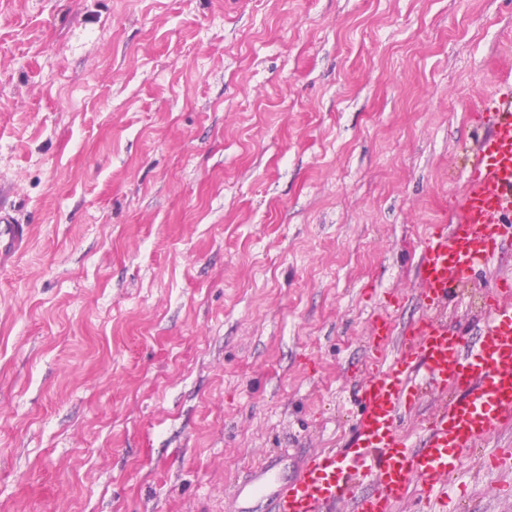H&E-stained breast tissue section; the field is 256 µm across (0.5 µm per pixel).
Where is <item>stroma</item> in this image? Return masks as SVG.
Here are the masks:
<instances>
[{
  "label": "stroma",
  "instance_id": "1",
  "mask_svg": "<svg viewBox=\"0 0 512 512\" xmlns=\"http://www.w3.org/2000/svg\"><path fill=\"white\" fill-rule=\"evenodd\" d=\"M512 80V0H0V512H230L345 448ZM494 270L448 301L476 333ZM462 453L448 499L504 473ZM0 255L15 249L25 238L26 229L23 224H16L13 217L0 207Z\"/></svg>",
  "mask_w": 512,
  "mask_h": 512
}]
</instances>
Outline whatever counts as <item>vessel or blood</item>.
Segmentation results:
<instances>
[{"label": "vessel or blood", "mask_w": 512, "mask_h": 512, "mask_svg": "<svg viewBox=\"0 0 512 512\" xmlns=\"http://www.w3.org/2000/svg\"><path fill=\"white\" fill-rule=\"evenodd\" d=\"M489 132L476 142L453 223L428 225L419 259L420 317L401 330L371 321L368 367L359 381L355 446L312 454L281 474L268 457L236 484L235 512L258 500L272 512H395L412 488L444 492L462 451L512 427V274L499 273L481 306L478 335L459 334L442 315L455 284L512 251V84L501 82L488 113H474ZM26 237L0 207V255ZM397 356H390V346ZM438 399L420 442L401 428L427 397Z\"/></svg>", "instance_id": "obj_1"}]
</instances>
